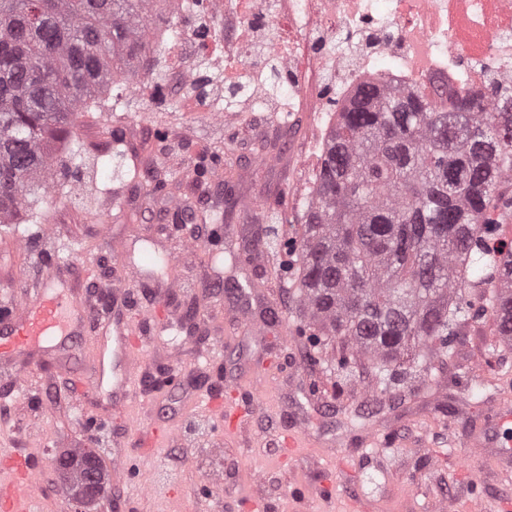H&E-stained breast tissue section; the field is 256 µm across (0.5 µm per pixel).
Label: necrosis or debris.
Instances as JSON below:
<instances>
[{"mask_svg":"<svg viewBox=\"0 0 512 512\" xmlns=\"http://www.w3.org/2000/svg\"><path fill=\"white\" fill-rule=\"evenodd\" d=\"M173 16L151 14L153 26L171 55L188 103L199 75L179 54L184 42L202 46L214 73L232 84L251 64L258 32L288 22L287 38L273 41L285 79L281 94L294 96L293 45L303 41L313 52L329 51L341 74L337 103L347 102L361 86L385 83L402 91H424L455 109L465 93L482 95V63L495 64L494 76L512 83V0H322V22L309 23V0H172ZM215 18L233 14L222 37L203 34L197 12Z\"/></svg>","mask_w":512,"mask_h":512,"instance_id":"4bbe7bcc","label":"necrosis or debris"}]
</instances>
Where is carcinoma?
I'll return each mask as SVG.
<instances>
[{
    "label": "carcinoma",
    "mask_w": 512,
    "mask_h": 512,
    "mask_svg": "<svg viewBox=\"0 0 512 512\" xmlns=\"http://www.w3.org/2000/svg\"><path fill=\"white\" fill-rule=\"evenodd\" d=\"M148 0H0V218L21 213L79 113L149 45ZM492 109L448 112L423 93L360 89L336 113L301 232L296 294L308 339L341 343L343 370L376 362L380 383L445 349L466 319L512 344V249L488 242L512 217V86ZM474 288L483 292L475 294ZM83 459L56 471L77 499Z\"/></svg>",
    "instance_id": "1"
}]
</instances>
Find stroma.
Listing matches in <instances>:
<instances>
[{"instance_id":"obj_1","label":"stroma","mask_w":512,"mask_h":512,"mask_svg":"<svg viewBox=\"0 0 512 512\" xmlns=\"http://www.w3.org/2000/svg\"><path fill=\"white\" fill-rule=\"evenodd\" d=\"M333 79L322 57L307 60L290 125L257 106L228 125L207 112L106 92L81 113L75 144L56 154L57 166L80 171V181L49 171L47 193L22 224H0V305L44 279L50 255L74 267L91 263L84 290L94 307L120 275L118 258L161 253L170 265L135 292V310L161 320L173 306L205 314L181 322L170 349L145 346L153 375L203 384L214 405L180 389L148 393L177 437L125 449L134 471L121 491L126 512H253L257 500L263 512H438L451 498L461 508L478 498L490 510L512 501L494 449L470 446L504 397L512 398V350L499 349L490 320L461 324L449 350L386 390L372 362L338 371L336 343L315 345L295 331L298 261L284 242L306 219L322 152L323 94ZM117 112L132 118L114 120ZM245 200L255 208L242 209ZM218 224L260 238L265 262L254 266L241 243L210 246ZM171 280L182 289L161 304L158 293ZM240 289L270 292L288 331L269 330L257 342L238 333ZM216 335L224 349L203 365ZM86 368V358L66 355L36 371L35 404L0 383V470L20 447L38 462L34 512H71L55 469L59 449L93 447L108 471L112 434L128 426L119 415L89 429L112 398L90 388ZM262 384L269 392L246 420L248 442H240L226 434L217 410ZM300 428L303 447H284ZM372 430L382 445H363Z\"/></svg>"}]
</instances>
